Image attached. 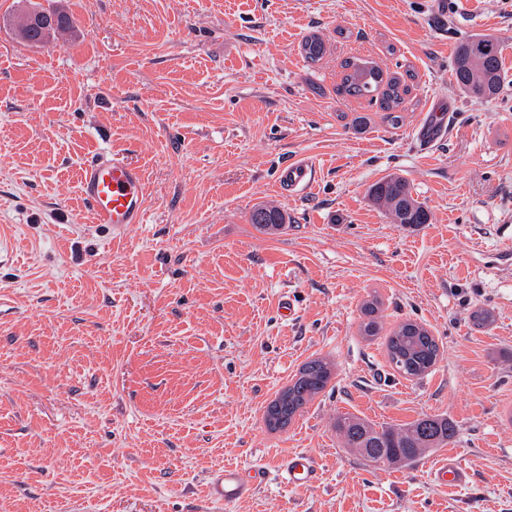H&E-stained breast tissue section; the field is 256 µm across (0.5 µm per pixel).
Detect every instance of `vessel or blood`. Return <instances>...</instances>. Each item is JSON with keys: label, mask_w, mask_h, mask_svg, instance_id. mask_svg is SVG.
Returning a JSON list of instances; mask_svg holds the SVG:
<instances>
[{"label": "vessel or blood", "mask_w": 512, "mask_h": 512, "mask_svg": "<svg viewBox=\"0 0 512 512\" xmlns=\"http://www.w3.org/2000/svg\"><path fill=\"white\" fill-rule=\"evenodd\" d=\"M315 177L309 160L296 159L285 164L279 176L282 190L304 192ZM79 190L89 204L96 226L105 228L111 238L124 237L130 225L144 223L146 217V182L142 170L123 156L100 153L87 159L78 174ZM435 481L442 484H463L468 472L459 458L442 460L431 471ZM299 488L315 484L320 471L308 454L296 452L286 457L276 469L268 471L255 466L247 468L228 464L213 471L207 480V494L216 503L237 504L254 496L269 478Z\"/></svg>", "instance_id": "1"}]
</instances>
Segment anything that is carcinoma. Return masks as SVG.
I'll return each mask as SVG.
<instances>
[{"label": "carcinoma", "instance_id": "1", "mask_svg": "<svg viewBox=\"0 0 512 512\" xmlns=\"http://www.w3.org/2000/svg\"><path fill=\"white\" fill-rule=\"evenodd\" d=\"M303 58L318 63L325 54V43L316 33L306 36L300 45ZM502 44L490 36L471 37L456 48L452 75L464 94L476 99H493L501 89ZM341 90L357 98L380 96L386 118L393 126L400 124L398 112L405 103L409 86L400 76H386L374 61L346 59L342 63ZM368 198L385 209L393 223L418 227L430 223V213L423 203L412 196L407 180L390 174L372 184ZM249 221L261 233L276 235L288 223L287 213L272 204L253 207ZM377 302L366 305L367 321L360 326L365 336H376L381 327L374 314ZM387 351L394 369L406 378H420L435 366L439 345L431 332L421 323L406 320L395 327L387 338ZM334 374L333 365L323 359L310 360L302 365L292 383L271 401L265 410L267 426L275 430V421L283 416L293 419L323 391ZM335 429L344 446L351 449L367 465L390 469L417 461L423 455L440 448L456 434L454 425L446 418L424 416L403 428L377 425L352 414L336 417Z\"/></svg>", "mask_w": 512, "mask_h": 512}]
</instances>
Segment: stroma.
<instances>
[{"mask_svg":"<svg viewBox=\"0 0 512 512\" xmlns=\"http://www.w3.org/2000/svg\"><path fill=\"white\" fill-rule=\"evenodd\" d=\"M40 2L74 29L28 43L16 0H0V512H512V0L440 14L432 0ZM313 32L327 52L311 66L299 44ZM479 35L504 45L490 101L451 72ZM349 57L413 71L399 126L338 93ZM437 109L450 134L425 151ZM93 151L145 172L146 221L119 241L78 190ZM298 157L316 181L281 193ZM389 174L430 223L369 201ZM260 202L287 212L283 233L250 224ZM373 295L384 332L367 338ZM408 319L440 347L418 379L387 356ZM318 357L335 367L327 388L268 430V403ZM342 413L440 415L456 435L375 470L341 446ZM295 452L318 483L208 498L224 464L272 470ZM447 454L467 484L433 480Z\"/></svg>","mask_w":512,"mask_h":512,"instance_id":"35a3bbf8","label":"stroma"}]
</instances>
